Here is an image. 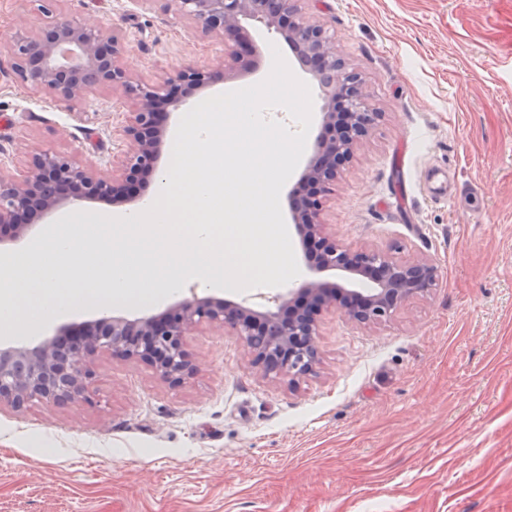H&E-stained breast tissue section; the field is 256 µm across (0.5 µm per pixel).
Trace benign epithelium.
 <instances>
[{"label":"benign epithelium","mask_w":512,"mask_h":512,"mask_svg":"<svg viewBox=\"0 0 512 512\" xmlns=\"http://www.w3.org/2000/svg\"><path fill=\"white\" fill-rule=\"evenodd\" d=\"M34 2L40 19L36 35L23 26L11 35L16 81L48 92L67 106L98 87L110 86L132 101L135 111L126 115L121 129L124 149L112 157L110 176L71 154L30 145L28 165L8 176L0 174L1 239L26 237L32 228L30 217L50 214L65 201L78 206L106 197L122 199L141 177L156 171L164 146V116L168 108L181 105L174 89L182 86L189 94L224 79L239 59L243 23L253 20L280 34L300 60L317 62L323 125L302 173V179L312 180L314 190L305 200L293 190L290 204L301 243H312L319 260L314 276L278 295L272 308L194 296L177 305L178 320L163 326L154 316L130 320L112 315L87 324L83 336L64 346L53 337L34 348H0V404L20 409L33 400L61 406L78 397L90 399L93 372L88 361L98 352L146 363L162 379L179 384L195 371L187 358L186 337L204 324L237 336L264 378L294 385L315 374L321 363L317 336L322 313L339 312L358 325L371 326L430 295L437 284L433 260L403 259L378 248H344L321 220L322 198L379 114L369 109L370 92L361 76L346 70L336 58L326 28L303 16L301 0H169L176 14L224 40V67L188 66L153 84L136 79L122 65L124 46L119 35L107 37L77 17L57 14L55 0ZM330 270L350 275L378 270L381 275L375 278L373 293L362 295L318 277Z\"/></svg>","instance_id":"benign-epithelium-1"}]
</instances>
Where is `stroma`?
<instances>
[{
    "mask_svg": "<svg viewBox=\"0 0 512 512\" xmlns=\"http://www.w3.org/2000/svg\"><path fill=\"white\" fill-rule=\"evenodd\" d=\"M120 30L124 65L156 83L217 68L223 41L162 0H57ZM382 117L322 210L337 241L427 257L431 295L386 323L323 315L315 375L263 378L239 339H186L174 386L141 362L92 357L93 403L0 407V512H512V0H304ZM32 0H0V172L37 141L108 164L130 104L100 87L74 108L14 79L8 39ZM254 52L212 92L263 81L287 45L248 23ZM272 288L193 286L117 306L129 319L211 295L261 304Z\"/></svg>",
    "mask_w": 512,
    "mask_h": 512,
    "instance_id": "1",
    "label": "stroma"
}]
</instances>
